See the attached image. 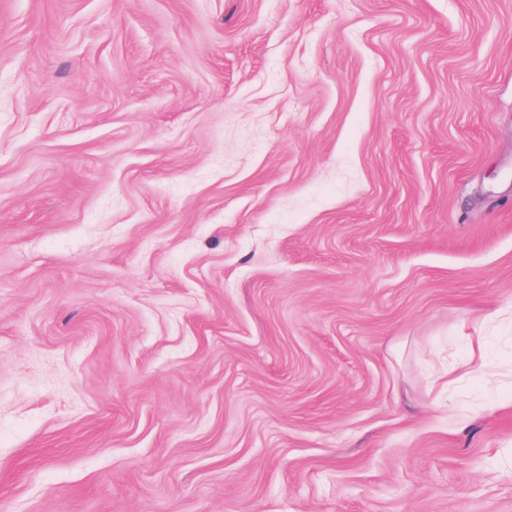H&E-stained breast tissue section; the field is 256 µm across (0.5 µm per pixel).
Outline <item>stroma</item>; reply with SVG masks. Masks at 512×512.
I'll list each match as a JSON object with an SVG mask.
<instances>
[{"mask_svg":"<svg viewBox=\"0 0 512 512\" xmlns=\"http://www.w3.org/2000/svg\"><path fill=\"white\" fill-rule=\"evenodd\" d=\"M511 306L512 0H0V512H512Z\"/></svg>","mask_w":512,"mask_h":512,"instance_id":"35a3bbf8","label":"stroma"}]
</instances>
